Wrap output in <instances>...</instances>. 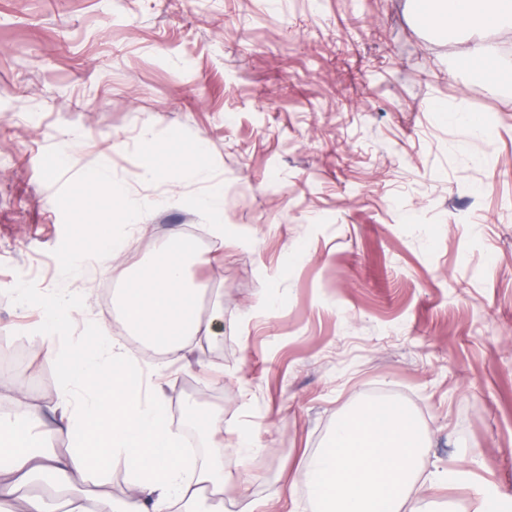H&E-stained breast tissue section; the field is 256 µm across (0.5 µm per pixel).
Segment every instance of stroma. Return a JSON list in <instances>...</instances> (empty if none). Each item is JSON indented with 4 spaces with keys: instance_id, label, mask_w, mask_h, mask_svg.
Listing matches in <instances>:
<instances>
[{
    "instance_id": "35a3bbf8",
    "label": "stroma",
    "mask_w": 512,
    "mask_h": 512,
    "mask_svg": "<svg viewBox=\"0 0 512 512\" xmlns=\"http://www.w3.org/2000/svg\"><path fill=\"white\" fill-rule=\"evenodd\" d=\"M418 9L0 0V336L31 349L41 299L62 292L80 315L51 349L107 326L184 436L176 405L205 389L204 408L224 414L212 443L244 476L226 512H312L293 472L375 396L402 400L427 442L410 500L512 505V58L469 69V35L422 26ZM102 166L156 202L109 263L72 233L120 222L87 181ZM216 192L220 219L197 205ZM189 225L210 258L192 269L208 288L201 315L220 296L224 317L212 339L158 360L100 294ZM77 244L89 264L63 268Z\"/></svg>"
}]
</instances>
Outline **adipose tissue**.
I'll return each instance as SVG.
<instances>
[{
    "mask_svg": "<svg viewBox=\"0 0 512 512\" xmlns=\"http://www.w3.org/2000/svg\"><path fill=\"white\" fill-rule=\"evenodd\" d=\"M427 25L451 30L468 27L474 38L468 62H491L480 29L512 21V0H430ZM190 248H163L145 274L126 280L119 303L125 321L144 342H161L173 354L212 335V321L196 315L199 290L187 277L190 265L204 263ZM129 353L109 331L93 325L78 337L71 356L62 358V388L45 422L41 411L29 417L0 415V503L4 512H56L39 495L18 497L20 483L52 476L65 498L66 512H104L101 498L80 492L90 476L110 464H124L128 493L113 512H196L208 499H223L236 480L222 458L202 466L188 463L170 430L160 401L141 395L131 380ZM66 441L59 449L58 441Z\"/></svg>",
    "mask_w": 512,
    "mask_h": 512,
    "instance_id": "obj_1",
    "label": "adipose tissue"
}]
</instances>
